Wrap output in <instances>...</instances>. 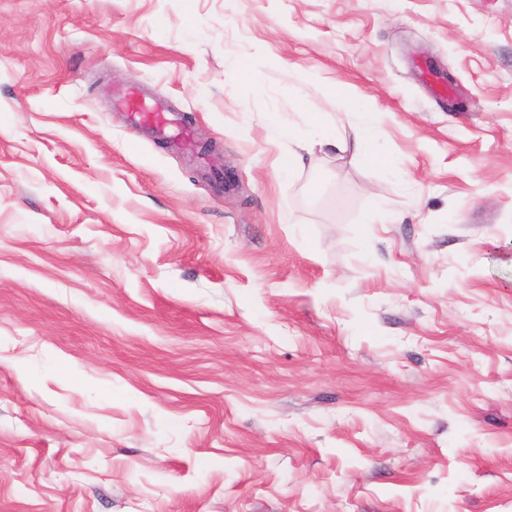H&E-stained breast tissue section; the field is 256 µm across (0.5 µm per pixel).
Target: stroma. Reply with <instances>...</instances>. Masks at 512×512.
<instances>
[{"instance_id":"35a3bbf8","label":"stroma","mask_w":512,"mask_h":512,"mask_svg":"<svg viewBox=\"0 0 512 512\" xmlns=\"http://www.w3.org/2000/svg\"><path fill=\"white\" fill-rule=\"evenodd\" d=\"M0 512H512V0H0ZM119 105L129 112L133 126L138 128L154 129L157 134L177 139L184 146H188L187 130L177 122L172 114L159 104L151 107L143 103L140 93L131 91L119 99ZM352 108L360 116V125L353 139L355 153L369 162H380L382 151L375 136V112L368 106L354 101Z\"/></svg>"}]
</instances>
